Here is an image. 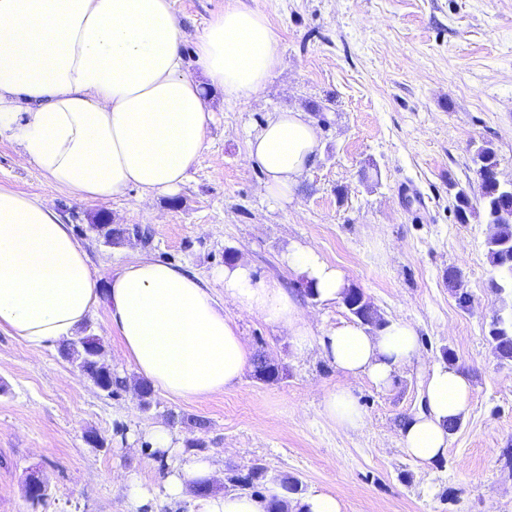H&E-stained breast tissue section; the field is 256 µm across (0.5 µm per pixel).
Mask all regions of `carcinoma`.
I'll return each instance as SVG.
<instances>
[{
  "label": "carcinoma",
  "instance_id": "1",
  "mask_svg": "<svg viewBox=\"0 0 512 512\" xmlns=\"http://www.w3.org/2000/svg\"><path fill=\"white\" fill-rule=\"evenodd\" d=\"M472 162L478 177V200L482 209L484 222L495 225V234L487 241V254L492 266L499 271V278L490 282L492 293L501 301L500 312L489 323L486 340L492 353L502 363H512V310L508 309L507 299H512V219L507 214L512 212V200L498 189L493 178L498 160L494 149L488 145L476 148ZM453 208L455 217L462 223L469 221L475 213L470 192L461 187L454 195ZM89 229L104 239L107 244L120 239L124 230L110 224H91ZM95 346L96 352L103 351L99 339L91 335H76L60 344L59 352L64 358L77 363L85 376L99 386L106 396L111 397L126 389V378L112 371L95 358L89 346ZM255 378L270 382L280 377V367L272 360H253ZM230 481L242 490L256 491L260 486L272 481L283 490L280 499L270 502L268 512H288L290 502H299L302 483L294 477L277 478L269 476L266 467L255 464L244 479L230 477Z\"/></svg>",
  "mask_w": 512,
  "mask_h": 512
}]
</instances>
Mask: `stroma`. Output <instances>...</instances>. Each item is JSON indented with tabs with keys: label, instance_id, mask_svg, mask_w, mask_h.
<instances>
[{
	"label": "stroma",
	"instance_id": "1",
	"mask_svg": "<svg viewBox=\"0 0 512 512\" xmlns=\"http://www.w3.org/2000/svg\"><path fill=\"white\" fill-rule=\"evenodd\" d=\"M233 0H173L185 53L213 13ZM264 14L280 37V63L264 88L226 101L211 88L214 121L207 146L178 191L153 199L139 189L97 203L51 188L0 141V185L40 198L71 217L98 284L136 256L176 264L211 281L228 258L293 291L300 282L283 257L316 248L346 274L383 319L415 326L420 353L390 387L346 378L312 346L297 354L290 336L226 304L246 346L283 368L266 383L245 371L240 385L201 401L154 392L141 408L134 389L107 397L61 357L0 331V512H128V480L143 492L138 512H201L190 495L164 493L172 463L151 456L148 433L168 429L175 444L201 438L216 467L214 485L263 464L300 479L304 492L333 494L343 512H512V364H499L485 338L501 303L489 288L482 214L458 223L452 202L473 187L471 157L485 143L512 179V0H241ZM302 111L320 129L315 162L288 200L272 199L264 173L247 160L249 131L275 112ZM150 229L105 245L87 226ZM461 274L468 307L448 286ZM104 360L129 380L105 310L87 321ZM469 377V414L449 434L443 458L421 464L401 447L403 421L419 412L443 351ZM349 385L364 425L347 430L323 410L326 390ZM207 422L197 429L195 419ZM47 485L31 507L26 480Z\"/></svg>",
	"mask_w": 512,
	"mask_h": 512
}]
</instances>
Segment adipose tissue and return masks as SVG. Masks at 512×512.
Segmentation results:
<instances>
[{
    "label": "adipose tissue",
    "mask_w": 512,
    "mask_h": 512,
    "mask_svg": "<svg viewBox=\"0 0 512 512\" xmlns=\"http://www.w3.org/2000/svg\"><path fill=\"white\" fill-rule=\"evenodd\" d=\"M172 0H0V140L18 148L50 186L83 201L139 188L144 198L169 194L186 180L205 148L214 110L209 88L228 101L251 98L280 60L279 37L255 10L229 6L207 22L195 44L199 75L189 73ZM319 132L303 112H276L248 139V159L267 176L276 199L292 194L312 165ZM285 260L314 300L333 303L345 273L311 247ZM216 298L197 274L146 257L124 263L99 288L86 250L69 224L38 198L0 187V330L39 349L73 336L106 310L124 355L165 396L199 400L238 384L250 353L225 304L238 305L291 336L298 351L319 343L344 375L391 386L418 351L415 328L402 320L369 333L345 322L315 336L296 293L275 278L256 279L243 261L225 265ZM472 387L462 370L434 367L425 408L409 418L401 443L413 459L444 456L449 420L463 417ZM324 413L346 429L363 425L352 390L326 392ZM153 451L174 458L164 491L171 500L209 480V460L175 446L154 428ZM265 495L233 491L207 498L202 512H267Z\"/></svg>",
    "instance_id": "ef3b65f1"
}]
</instances>
